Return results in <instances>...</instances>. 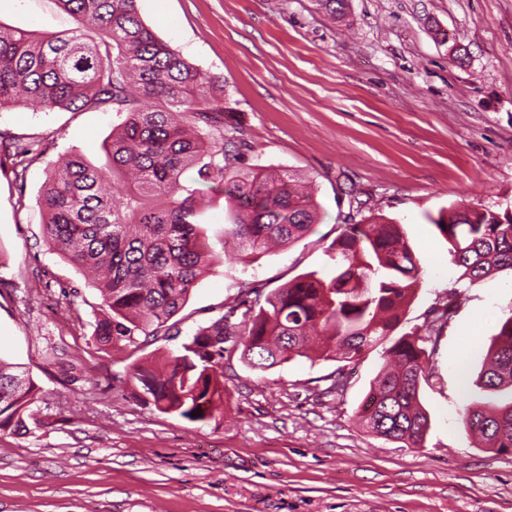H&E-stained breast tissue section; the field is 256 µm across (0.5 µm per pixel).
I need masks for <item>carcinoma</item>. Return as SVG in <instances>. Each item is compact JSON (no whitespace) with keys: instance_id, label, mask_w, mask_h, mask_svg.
<instances>
[{"instance_id":"cac0c4a2","label":"carcinoma","mask_w":512,"mask_h":512,"mask_svg":"<svg viewBox=\"0 0 512 512\" xmlns=\"http://www.w3.org/2000/svg\"><path fill=\"white\" fill-rule=\"evenodd\" d=\"M138 0H59L94 34L78 28L40 37L0 25V108L75 112L101 107L120 122L102 144L106 162L77 150L46 173L40 205L48 243L79 269L98 274L106 307L98 345L115 348L153 336L187 303L198 272L217 260L199 222L202 194L224 196V239L261 253L301 238L317 223V204L290 174L236 170L244 142L224 122V77L202 73L158 38ZM0 152L23 180L41 155L37 141L0 133ZM195 177L185 180L188 171ZM450 245L460 278L474 284L512 270V211L455 207L430 218ZM333 264L248 296L199 328L182 353L128 372L136 396L192 422L224 406V343L243 337L242 359L264 372L297 357L351 362L382 348L384 364L359 415L370 432L421 448L429 418L419 399L436 341L455 302L432 310L424 331L393 337L422 267L402 225L380 218L346 224L327 247ZM477 385L512 388V316L488 350ZM39 389L0 360V432L26 430ZM465 428L488 449L512 451V397L473 403Z\"/></svg>"}]
</instances>
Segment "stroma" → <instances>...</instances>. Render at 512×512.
Instances as JSON below:
<instances>
[{
    "label": "stroma",
    "instance_id": "obj_1",
    "mask_svg": "<svg viewBox=\"0 0 512 512\" xmlns=\"http://www.w3.org/2000/svg\"><path fill=\"white\" fill-rule=\"evenodd\" d=\"M153 32L224 79L242 135L240 170L308 182L319 221L253 262L219 261L171 328L106 351L103 301L44 233L46 172L72 150L104 161L112 110L0 112V132L48 143L16 180L0 161V359L41 389L27 430L0 433V512H512V453L478 447L462 423L488 401L474 384L501 321L512 271L469 283L429 219L453 206L512 210V0H139ZM0 26L77 28L59 0H0ZM402 224L422 279L398 333L453 298L435 371L420 387L423 447L365 429L358 413L383 359L304 358L263 373L224 354V415L192 422L138 399L128 370L178 353L241 291L268 292L328 261L344 225ZM343 370V394L330 393Z\"/></svg>",
    "mask_w": 512,
    "mask_h": 512
}]
</instances>
